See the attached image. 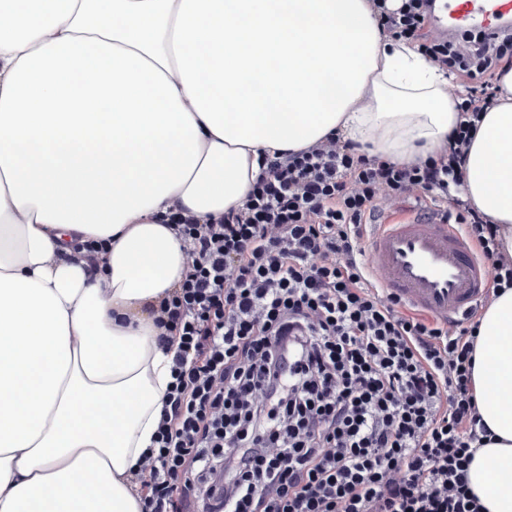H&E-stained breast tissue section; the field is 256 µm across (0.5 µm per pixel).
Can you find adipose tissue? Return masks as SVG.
I'll return each instance as SVG.
<instances>
[{"instance_id": "obj_1", "label": "adipose tissue", "mask_w": 512, "mask_h": 512, "mask_svg": "<svg viewBox=\"0 0 512 512\" xmlns=\"http://www.w3.org/2000/svg\"><path fill=\"white\" fill-rule=\"evenodd\" d=\"M462 193L512 257V67ZM459 119L448 79L368 0H0V512H141L171 380L151 309L186 272L167 215L241 205L266 151L329 133L400 163ZM106 239L90 273L76 246ZM494 440L469 485L512 512V288L478 317Z\"/></svg>"}]
</instances>
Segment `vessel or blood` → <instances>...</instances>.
<instances>
[{
  "mask_svg": "<svg viewBox=\"0 0 512 512\" xmlns=\"http://www.w3.org/2000/svg\"><path fill=\"white\" fill-rule=\"evenodd\" d=\"M429 23L442 37L512 24V0H442ZM372 272L412 309L454 320L485 293L487 271L459 225L416 217L379 226L366 247Z\"/></svg>",
  "mask_w": 512,
  "mask_h": 512,
  "instance_id": "obj_1",
  "label": "vessel or blood"
}]
</instances>
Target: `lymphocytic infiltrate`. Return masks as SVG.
<instances>
[{"label":"lymphocytic infiltrate","instance_id":"lymphocytic-infiltrate-1","mask_svg":"<svg viewBox=\"0 0 512 512\" xmlns=\"http://www.w3.org/2000/svg\"><path fill=\"white\" fill-rule=\"evenodd\" d=\"M370 2L393 39L469 80L461 120L421 163L334 134L266 158L223 217L172 215L187 270L154 319L172 380L137 463L142 512H483L468 480L487 436L472 391L477 315L404 312L371 280L365 244L379 191L424 200L512 286L498 225L460 197L512 33L431 39L432 0Z\"/></svg>","mask_w":512,"mask_h":512}]
</instances>
